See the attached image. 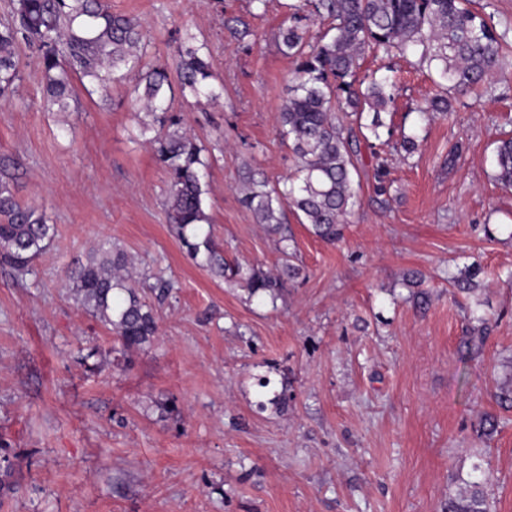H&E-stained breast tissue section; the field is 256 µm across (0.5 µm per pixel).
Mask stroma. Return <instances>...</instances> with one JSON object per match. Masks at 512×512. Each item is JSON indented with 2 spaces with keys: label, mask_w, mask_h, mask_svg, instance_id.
Instances as JSON below:
<instances>
[{
  "label": "stroma",
  "mask_w": 512,
  "mask_h": 512,
  "mask_svg": "<svg viewBox=\"0 0 512 512\" xmlns=\"http://www.w3.org/2000/svg\"><path fill=\"white\" fill-rule=\"evenodd\" d=\"M289 0H107L137 17L147 64L173 63L185 37L207 44L220 104L175 100L206 148L209 231L229 261L275 269L277 245L241 204L247 168L270 180L294 159L279 136L294 61L279 49ZM0 99V179L58 227L15 278L0 267V453L15 463L0 512H448L473 486L512 512V189L495 179L512 135V78L455 94L453 115L419 123L436 88L406 59L396 101L390 188L358 158L360 204L331 245L289 217L303 267L277 302L247 300L181 249L166 222L167 178L122 86L111 104L78 92L46 109L36 55ZM418 134L403 159L402 136ZM172 281L146 291L159 337L112 364L116 336L74 303L67 270L103 240ZM476 271L475 289L449 276ZM423 277L422 300L408 274ZM487 330L468 352L474 315ZM98 349L96 359L81 352ZM287 404L259 408L257 376ZM495 418L492 434L479 427Z\"/></svg>",
  "instance_id": "obj_1"
}]
</instances>
